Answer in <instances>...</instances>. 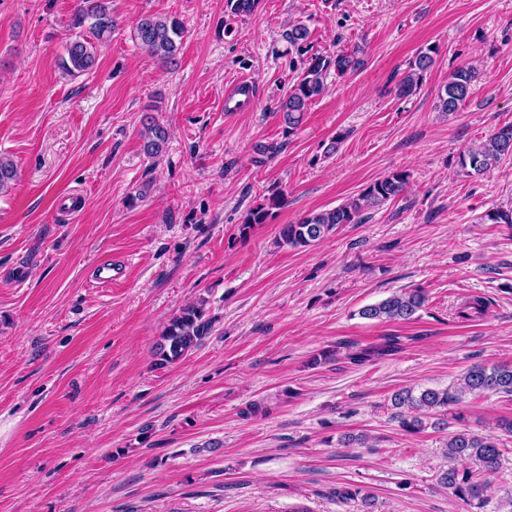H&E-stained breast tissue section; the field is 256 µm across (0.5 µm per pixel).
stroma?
I'll list each match as a JSON object with an SVG mask.
<instances>
[{"instance_id":"35a3bbf8","label":"stroma","mask_w":512,"mask_h":512,"mask_svg":"<svg viewBox=\"0 0 512 512\" xmlns=\"http://www.w3.org/2000/svg\"><path fill=\"white\" fill-rule=\"evenodd\" d=\"M78 0H0V512H462L438 478L452 433L496 439L503 467L479 512H512V396L467 395L403 430L393 394L456 389L470 367L512 365V157L482 175L458 156L512 123V0H112L96 67L60 62ZM145 14L175 16L174 63L140 47ZM354 55L287 132L279 110L299 72L286 33ZM439 52L412 96L395 86ZM477 78L438 111L451 72ZM253 111L224 109L236 77ZM156 105L170 139L140 135ZM335 152H328L329 144ZM395 169L405 192L359 224L301 248L282 225L331 209ZM265 224L247 211L273 193ZM125 268L112 287L95 265ZM21 276L23 287L12 279ZM424 289L408 321L360 308ZM485 315H458L465 300ZM203 298L202 344L158 365L168 321ZM365 443L343 447L346 436ZM358 487L370 503L343 500ZM143 129L142 135L145 139V152L149 157H155L163 151L167 144V130L150 114L144 116ZM280 204L281 197L273 196L269 198L266 203L259 204L255 208L249 210L242 221L243 229H249L255 224L267 223L272 215L271 210L280 206Z\"/></svg>"}]
</instances>
